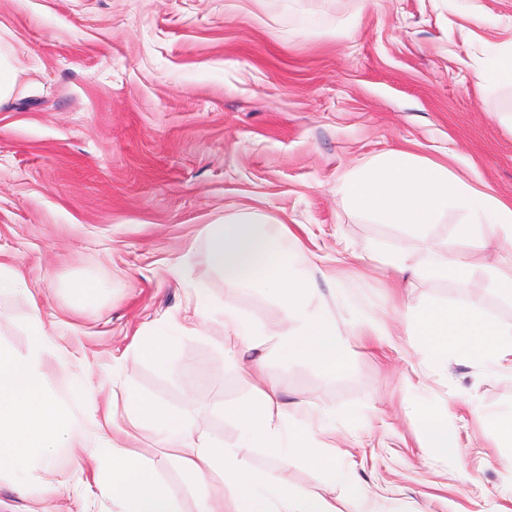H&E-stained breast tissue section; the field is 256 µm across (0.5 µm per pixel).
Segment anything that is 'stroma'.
<instances>
[{"instance_id":"obj_1","label":"stroma","mask_w":512,"mask_h":512,"mask_svg":"<svg viewBox=\"0 0 512 512\" xmlns=\"http://www.w3.org/2000/svg\"><path fill=\"white\" fill-rule=\"evenodd\" d=\"M511 42L512 0H0V53L15 73L0 104V264L21 283L0 300V345L24 353L40 312L65 354L47 369L55 397L93 445L152 462L182 512L220 483L188 480L155 429L129 422L128 389L337 512L363 505L321 471L240 447L227 410L259 382L316 445L335 448L380 512H512V447L488 423L512 409V371L453 354L435 364L413 334L419 311L467 303L468 291L365 251L380 240L422 267L446 252L480 275L495 249L462 242L460 212L419 237L338 191L358 163L397 148L512 202V88L471 80L489 46ZM240 211L298 238L314 304L351 341L345 369L280 356V300L208 265L209 225ZM83 278L101 282L96 296L72 290ZM199 293L213 318L197 335L175 332L165 368L142 359L136 338L190 314ZM353 300L385 313L390 343L360 335ZM227 309L263 342L225 338ZM415 404L456 431L460 458L423 447ZM108 408L114 427L97 429ZM101 464L59 449L28 484L0 478V512H115L94 485Z\"/></svg>"}]
</instances>
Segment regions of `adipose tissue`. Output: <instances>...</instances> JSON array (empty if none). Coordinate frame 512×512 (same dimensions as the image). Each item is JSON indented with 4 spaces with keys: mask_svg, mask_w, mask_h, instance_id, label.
<instances>
[{
    "mask_svg": "<svg viewBox=\"0 0 512 512\" xmlns=\"http://www.w3.org/2000/svg\"><path fill=\"white\" fill-rule=\"evenodd\" d=\"M338 190L352 209L416 233L426 231L448 210L465 213L460 236L479 248L497 244L500 258L491 271L493 285L512 296V205L452 176L446 165L403 150L364 161L342 177ZM210 236V265L229 279L247 278L255 287L280 296L292 325L276 343L281 356L307 358L328 373L345 367L349 343L332 315L309 303L286 225L274 227L260 213L240 212L212 225ZM418 334L437 362L453 353L512 368V323L489 317L480 299L430 307L418 318ZM277 396L276 388L268 386L259 389L256 401L234 409L243 447L266 448L283 463L321 469L332 481L365 498V489L334 455L315 446L303 428L288 426ZM124 411L131 422L154 428L164 442L178 447L175 461L186 474L219 479L221 493L201 494L199 512H336L323 497L290 490L255 474L237 450L218 438L193 435L179 414L137 391H127ZM419 414L424 447L442 457L460 456L456 432L439 423L430 409H420Z\"/></svg>",
    "mask_w": 512,
    "mask_h": 512,
    "instance_id": "obj_1",
    "label": "adipose tissue"
}]
</instances>
